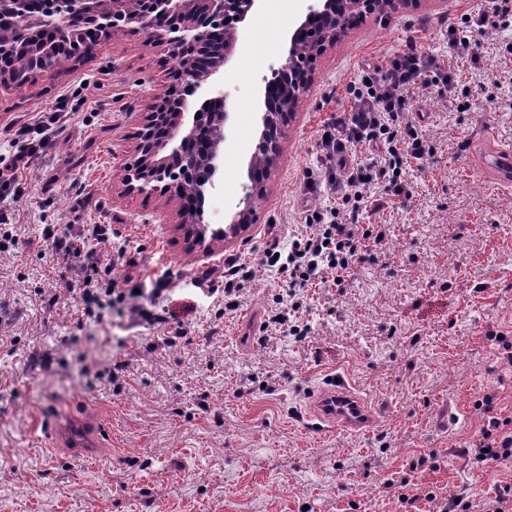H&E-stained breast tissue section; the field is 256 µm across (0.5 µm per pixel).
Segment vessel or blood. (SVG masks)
I'll return each mask as SVG.
<instances>
[{
    "label": "vessel or blood",
    "instance_id": "1",
    "mask_svg": "<svg viewBox=\"0 0 512 512\" xmlns=\"http://www.w3.org/2000/svg\"><path fill=\"white\" fill-rule=\"evenodd\" d=\"M497 183L512 186V153L494 152L484 158ZM312 413L321 424L344 431L363 432L374 424L378 410L369 404L347 379L323 386L311 402ZM47 433L54 445L68 448L71 456L81 457L94 447L93 437L84 427L67 422L48 425Z\"/></svg>",
    "mask_w": 512,
    "mask_h": 512
}]
</instances>
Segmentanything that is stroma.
I'll return each mask as SVG.
<instances>
[{
	"label": "stroma",
	"instance_id": "obj_1",
	"mask_svg": "<svg viewBox=\"0 0 512 512\" xmlns=\"http://www.w3.org/2000/svg\"><path fill=\"white\" fill-rule=\"evenodd\" d=\"M307 0H276L239 23L235 56L213 83L231 116L224 171L205 202V221L247 179V149L259 121L261 84L288 49V30ZM488 0H418L367 17L311 65V83L281 142L255 222L240 239L191 248L175 200L125 194L118 171L134 158L153 93L173 81L174 60L133 27L94 55L0 85V160L6 127L34 112L64 109L72 121L30 172L20 201L18 243L0 252V512H403L407 485L478 502L512 464L494 470L466 453L493 395L512 410L502 365L512 342V189L475 162L512 150V26L464 29L474 54H448V25L488 9ZM449 61L455 88L415 85L409 115L431 148L413 163V195L372 215L389 227L341 285L306 289L297 320L303 340L271 328L239 339L250 317L265 319L283 283L264 251L287 245L313 195L306 170L320 165L318 129L352 105L345 88L366 65L409 42ZM46 224H109L98 277L135 288L102 323L69 310L78 267L57 265L40 237ZM124 250L126 260L116 259ZM247 254L252 276L234 310L196 282L224 284V261ZM162 289L167 326L149 325ZM184 338L167 343L168 328ZM123 364L113 373L114 364ZM343 372L382 409L363 433L312 428L308 405L329 375ZM103 418L96 455L50 447L47 422Z\"/></svg>",
	"mask_w": 512,
	"mask_h": 512
}]
</instances>
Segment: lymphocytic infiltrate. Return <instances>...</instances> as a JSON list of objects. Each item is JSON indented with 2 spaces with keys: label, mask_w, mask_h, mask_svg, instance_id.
Masks as SVG:
<instances>
[{
  "label": "lymphocytic infiltrate",
  "mask_w": 512,
  "mask_h": 512,
  "mask_svg": "<svg viewBox=\"0 0 512 512\" xmlns=\"http://www.w3.org/2000/svg\"><path fill=\"white\" fill-rule=\"evenodd\" d=\"M432 59L417 43L394 53L386 63L374 67L368 79L349 82L347 92L354 101L350 111L336 112L324 122L320 144L325 153L321 170L307 171L304 189L325 188L337 199L336 206L306 210L304 230L293 234L287 247L271 246L264 258L283 277L291 311L302 305L301 292L315 276L332 278L342 284L345 274L363 255L382 248L387 227L369 222V214L392 200L409 197L412 186L404 171L411 161H423L430 147L421 131L406 123L395 128L404 115L408 93L418 79L427 85L450 87L456 83L454 71L432 68ZM71 119L67 112H37L19 123L12 142L18 150L10 163L0 168V198L22 196L20 185L28 174L33 157L52 146L54 132ZM382 150L381 160L367 162L364 150ZM384 188L383 196L372 199L365 190ZM108 224L44 226L41 237L49 242L59 264L77 265L82 273L79 298L74 305L78 320H101L106 310L125 303L133 289L98 280L99 255L96 244L109 240ZM483 423L466 448L467 454L485 467L512 462V412L499 410L492 398L481 401Z\"/></svg>",
  "instance_id": "obj_1"
}]
</instances>
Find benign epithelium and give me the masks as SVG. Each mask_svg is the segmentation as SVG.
<instances>
[{"mask_svg": "<svg viewBox=\"0 0 512 512\" xmlns=\"http://www.w3.org/2000/svg\"><path fill=\"white\" fill-rule=\"evenodd\" d=\"M262 0H112V10L98 11L95 0L59 16L35 14L33 0H0V17L25 18L32 26L46 25L65 45H74L84 57L94 53L112 36L136 24L147 33L148 43L178 59L180 87H171L154 97L147 122L140 130L134 160L126 165V191H156L180 203L184 222L199 224L197 238L233 241L249 229L254 218V202L265 191L264 180L278 158L279 142L286 134L295 108L308 83V63L336 44L354 16L363 18L380 11L389 0H309L305 14L292 26L288 55L270 75L262 78L264 110L248 163V181L228 207L224 228L208 232L204 224L206 195L216 188L214 176L224 165V140L229 119L227 97L208 99L210 113L189 111L184 92L196 94L204 81L233 56L237 47L236 23ZM24 54L34 68L51 70L64 56L43 46L0 43V80L7 77L3 61ZM178 105L180 121L170 136L155 140L156 127L166 112ZM215 151L209 176L196 170L194 154L198 142ZM196 183L197 200L183 199V185Z\"/></svg>", "mask_w": 512, "mask_h": 512, "instance_id": "1", "label": "benign epithelium"}]
</instances>
